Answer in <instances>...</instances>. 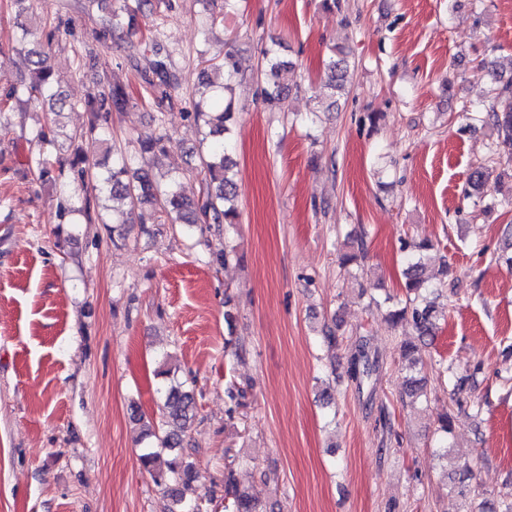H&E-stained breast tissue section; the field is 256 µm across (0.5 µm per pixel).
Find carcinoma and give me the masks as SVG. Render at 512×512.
Returning a JSON list of instances; mask_svg holds the SVG:
<instances>
[{
    "label": "carcinoma",
    "mask_w": 512,
    "mask_h": 512,
    "mask_svg": "<svg viewBox=\"0 0 512 512\" xmlns=\"http://www.w3.org/2000/svg\"><path fill=\"white\" fill-rule=\"evenodd\" d=\"M150 5V0H134V4L126 3L123 7L113 10L105 19L100 30L99 38L108 39L112 32L124 28L123 13L144 12ZM18 39L30 41L28 50L31 65L28 84L19 87L9 81L0 87V108L23 94L29 100H36L53 110L65 105V99L59 89L58 77L49 62L45 50V42L53 39L54 33L46 35V40L35 37L36 31L20 26ZM264 88L265 101L274 107H280L288 98L290 88L285 80L289 62L282 59L276 52L266 50ZM211 68L221 76V81L210 80L208 70H203L201 86L202 98L194 103L191 113L194 121L208 128L209 147L205 156L200 160L197 175L201 177L204 191L197 201L184 199L180 193V176L177 172L168 174L165 181L160 182L145 168H132V160L123 153L115 150L112 140L98 130L96 124L70 138L73 143V157L68 162L55 158L48 152H40L32 160L42 181L60 182L64 185L75 184L83 192L82 204L79 207L62 208L60 217L66 218L79 214L86 223H93L91 210L93 193L104 194L112 200L134 211L138 205L148 204L153 207L150 219L158 224H184L194 226L207 224L209 226L225 225L229 228L238 223L239 212L235 207L237 183L232 169L233 160L230 152L231 144L226 138L228 124L233 118L231 105L227 104L220 112H211L205 98L212 95H224L232 89L231 81L239 73V65L235 55L224 52V57ZM330 72L329 82L325 84V94L330 97H340L345 93V76L348 69L347 55L331 56L326 61ZM490 70L496 86L492 90L488 104L466 106L463 116L478 120L492 127L496 134V146L512 148V76L505 78L497 69L496 62L490 63ZM155 73L159 82L148 81L152 90L164 96L170 95L172 82L167 64L156 62ZM131 102L129 92L120 85H114L84 101L83 106L92 112H121ZM140 151L143 154L155 150L165 152L172 144L169 134L161 132L140 139ZM489 178L487 169L477 167L470 175L469 190L465 196L479 198L483 193L486 180ZM433 244L421 241L415 244L403 243L402 251L406 252L404 269L405 285L402 298L398 299L394 308L389 310V320L397 325L406 323L412 325L422 338L433 337L437 321L441 313L425 298L426 293L433 290V285L423 276L425 260ZM377 364L372 361L364 346H359L358 353L353 355L350 363V377L355 381L369 378L376 371ZM164 413L159 425L152 426L149 435L155 437L160 447L174 453V457L160 462V453L153 448L143 449L140 455L142 467L151 475L154 483L160 486L170 500L168 512H189L186 503V491L191 480V465L185 461L184 442L189 423L193 420L196 410L194 393L183 385H171L164 389ZM460 404V401H455ZM453 404V405H455ZM453 405L438 417L437 433L440 436V447L436 453L440 457L448 456V437L452 433ZM224 512H261L258 502L239 489L233 472L224 476ZM477 512H512V498L505 496L497 501H484L479 504Z\"/></svg>",
    "instance_id": "carcinoma-1"
}]
</instances>
